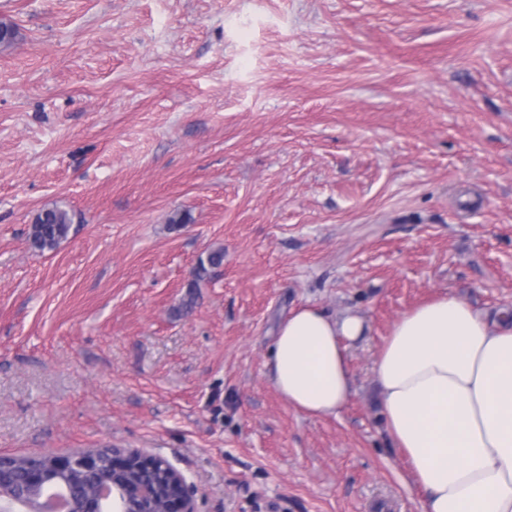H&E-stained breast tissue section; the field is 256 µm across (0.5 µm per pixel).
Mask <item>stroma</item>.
Masks as SVG:
<instances>
[{
	"instance_id": "stroma-1",
	"label": "stroma",
	"mask_w": 512,
	"mask_h": 512,
	"mask_svg": "<svg viewBox=\"0 0 512 512\" xmlns=\"http://www.w3.org/2000/svg\"><path fill=\"white\" fill-rule=\"evenodd\" d=\"M0 22V454L143 448L197 512H422L373 368L435 297L512 308V0H0ZM48 206L72 224L41 253ZM304 304L368 325L334 416L269 378ZM71 224L72 217L68 211L58 207L42 209L31 227V247L40 252L54 251L67 239ZM224 261V251L223 249H217L210 251L206 258H201L198 262L195 271V278L188 283L187 288V296L188 299L184 305L186 307L191 306V304L195 301L196 288L199 287V281L203 280L205 276L208 275L209 268L219 267Z\"/></svg>"
}]
</instances>
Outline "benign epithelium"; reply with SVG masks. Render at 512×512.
<instances>
[{
    "label": "benign epithelium",
    "instance_id": "1",
    "mask_svg": "<svg viewBox=\"0 0 512 512\" xmlns=\"http://www.w3.org/2000/svg\"><path fill=\"white\" fill-rule=\"evenodd\" d=\"M0 512H196L194 485L165 457L138 448H111L103 462L94 448L55 455L47 467L29 464L27 482H13L1 464Z\"/></svg>",
    "mask_w": 512,
    "mask_h": 512
}]
</instances>
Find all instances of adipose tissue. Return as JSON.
Returning a JSON list of instances; mask_svg holds the SVG:
<instances>
[{
	"instance_id": "ef3b65f1",
	"label": "adipose tissue",
	"mask_w": 512,
	"mask_h": 512,
	"mask_svg": "<svg viewBox=\"0 0 512 512\" xmlns=\"http://www.w3.org/2000/svg\"><path fill=\"white\" fill-rule=\"evenodd\" d=\"M365 331L356 313L293 310L271 348L272 384L304 413L335 415L352 392L348 348ZM374 379L423 512H512L511 324L438 296L395 322Z\"/></svg>"
}]
</instances>
